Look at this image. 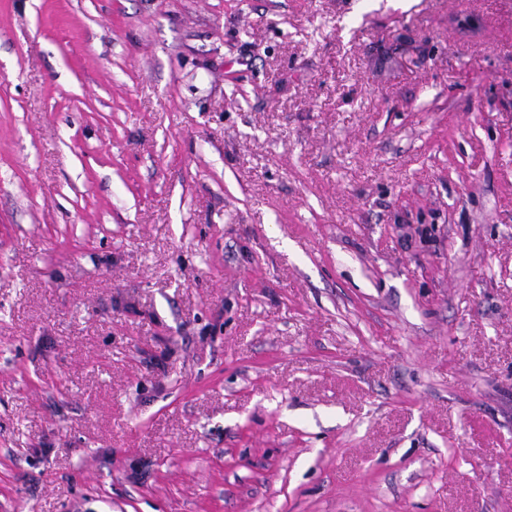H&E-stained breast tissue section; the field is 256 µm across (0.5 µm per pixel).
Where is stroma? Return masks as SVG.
I'll list each match as a JSON object with an SVG mask.
<instances>
[{"label":"stroma","instance_id":"stroma-1","mask_svg":"<svg viewBox=\"0 0 512 512\" xmlns=\"http://www.w3.org/2000/svg\"><path fill=\"white\" fill-rule=\"evenodd\" d=\"M0 512H512V0H0Z\"/></svg>","mask_w":512,"mask_h":512}]
</instances>
